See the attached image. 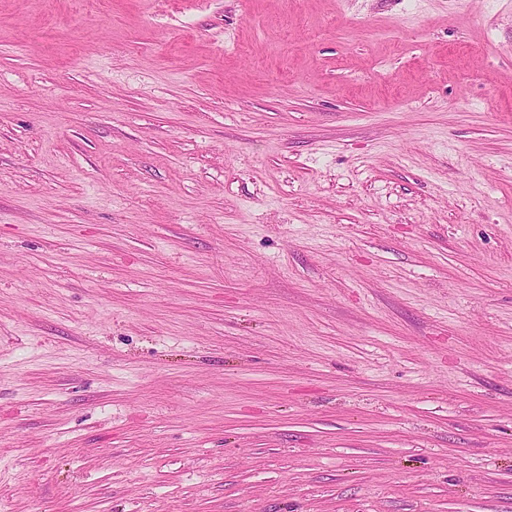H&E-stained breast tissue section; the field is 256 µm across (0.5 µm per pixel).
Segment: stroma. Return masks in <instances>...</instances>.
<instances>
[{
    "label": "stroma",
    "mask_w": 512,
    "mask_h": 512,
    "mask_svg": "<svg viewBox=\"0 0 512 512\" xmlns=\"http://www.w3.org/2000/svg\"><path fill=\"white\" fill-rule=\"evenodd\" d=\"M0 512H512V0H0Z\"/></svg>",
    "instance_id": "35a3bbf8"
}]
</instances>
